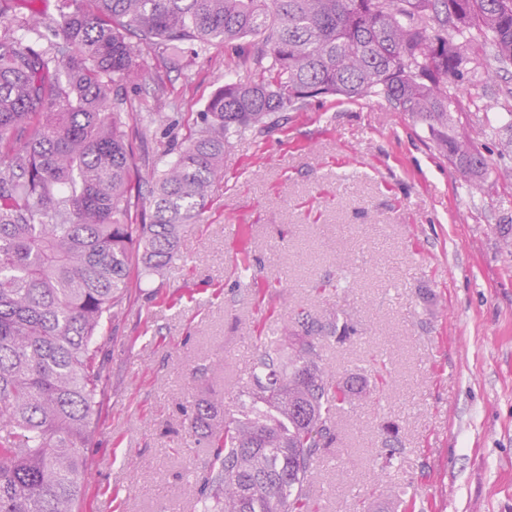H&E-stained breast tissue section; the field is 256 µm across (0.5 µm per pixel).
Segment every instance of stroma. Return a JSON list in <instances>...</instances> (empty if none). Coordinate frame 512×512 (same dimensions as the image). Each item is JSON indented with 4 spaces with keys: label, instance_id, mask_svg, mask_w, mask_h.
I'll return each instance as SVG.
<instances>
[{
    "label": "stroma",
    "instance_id": "obj_1",
    "mask_svg": "<svg viewBox=\"0 0 512 512\" xmlns=\"http://www.w3.org/2000/svg\"><path fill=\"white\" fill-rule=\"evenodd\" d=\"M234 45L181 69L145 58L127 112L160 110L137 153L150 165L187 143ZM458 125L489 161L473 185L421 125L386 100L313 98L224 147V177L162 274L130 289L97 337L103 380L83 455L81 512H200L212 460L185 421L195 403L234 406L261 336L294 310L347 320L322 362L365 390L337 418L305 512H512V181L501 116L512 66L461 82ZM395 435H387L386 426Z\"/></svg>",
    "mask_w": 512,
    "mask_h": 512
}]
</instances>
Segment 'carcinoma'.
<instances>
[{"instance_id": "obj_1", "label": "carcinoma", "mask_w": 512, "mask_h": 512, "mask_svg": "<svg viewBox=\"0 0 512 512\" xmlns=\"http://www.w3.org/2000/svg\"><path fill=\"white\" fill-rule=\"evenodd\" d=\"M43 27L0 0V512H76L102 382L96 337L137 266L153 275L223 177L224 145L316 97H381L426 128L469 182L486 157L454 125L472 35L512 64V0H54ZM247 43L256 79H228L185 148L143 177L145 136L120 90L144 53ZM151 209L129 221L133 191ZM288 360L261 351L235 408L203 400L189 428L209 439L210 512H301L336 414L363 382L336 378L317 341L349 326L295 319Z\"/></svg>"}]
</instances>
